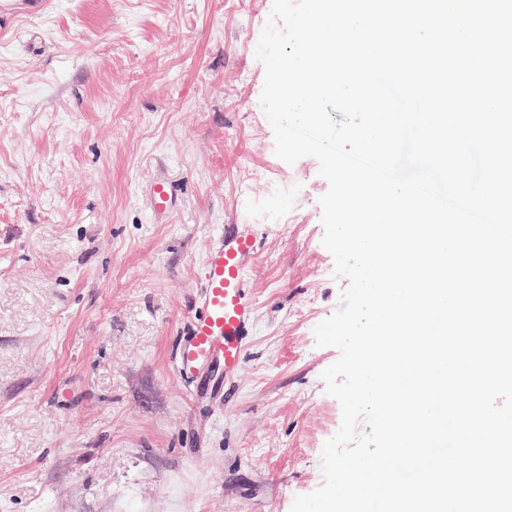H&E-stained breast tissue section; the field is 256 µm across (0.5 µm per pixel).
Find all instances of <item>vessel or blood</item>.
I'll return each mask as SVG.
<instances>
[{
  "label": "vessel or blood",
  "instance_id": "b4317fda",
  "mask_svg": "<svg viewBox=\"0 0 512 512\" xmlns=\"http://www.w3.org/2000/svg\"><path fill=\"white\" fill-rule=\"evenodd\" d=\"M154 216L170 217L177 197L167 179L149 188ZM260 242L243 224L225 225L209 246L202 283L190 304L188 326L172 338L176 374L191 390H198L213 369L225 376L238 374L254 325L255 305L248 293L247 274L253 268Z\"/></svg>",
  "mask_w": 512,
  "mask_h": 512
}]
</instances>
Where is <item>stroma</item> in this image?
<instances>
[{"mask_svg": "<svg viewBox=\"0 0 512 512\" xmlns=\"http://www.w3.org/2000/svg\"><path fill=\"white\" fill-rule=\"evenodd\" d=\"M273 0H13L0 12V512H291L342 410L316 344L347 279L315 158L275 154L256 56ZM166 176L179 206L154 221ZM289 191L270 195V182ZM263 238L223 413L170 337L213 236Z\"/></svg>", "mask_w": 512, "mask_h": 512, "instance_id": "stroma-1", "label": "stroma"}]
</instances>
